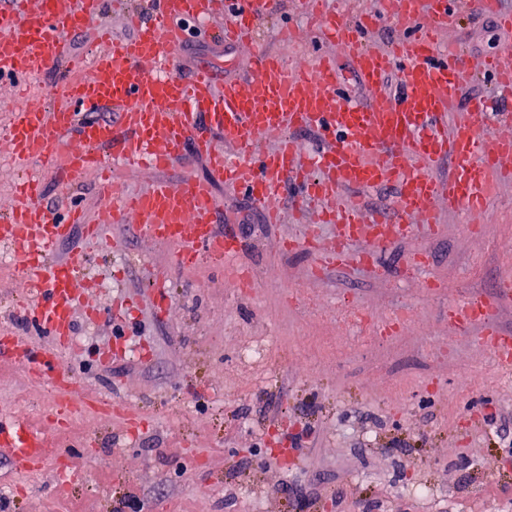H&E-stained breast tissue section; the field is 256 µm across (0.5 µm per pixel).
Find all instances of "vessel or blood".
Returning a JSON list of instances; mask_svg holds the SVG:
<instances>
[{
	"label": "vessel or blood",
	"instance_id": "vessel-or-blood-1",
	"mask_svg": "<svg viewBox=\"0 0 512 512\" xmlns=\"http://www.w3.org/2000/svg\"><path fill=\"white\" fill-rule=\"evenodd\" d=\"M267 2L133 0L126 13L131 35L112 41L107 52L92 53L83 75L69 59L64 37L82 32L87 18L101 15L102 0H74L64 13L54 0H42L36 11L29 0H0V82L18 92L51 68L68 73L56 104L24 102L16 108L6 134L10 153L23 164L35 160L77 176L95 173L106 201L91 221L70 200L45 205L38 183L24 178L23 203L0 216V241L18 257L24 283L37 294L28 306L30 317L58 350L68 347L72 332L74 272L51 258L74 225L101 238L111 225L133 219L144 237L178 247L182 264L205 258L223 266L227 277L239 272L235 242L213 230L211 182L188 176L175 186L159 180L131 193L110 176L113 167L162 170L193 147L271 223L280 220V198L292 180L312 197L395 184L391 211L373 212L349 201L313 216V223L336 226L339 265L367 225L428 228L441 213L466 215L488 206L497 184L512 181V125L493 121L490 113L494 101L512 97V70L499 58L484 60L490 94L475 99L466 118L452 121L460 86L471 71L461 49L440 41L470 3L511 29L512 13L501 11L500 0H398L397 17L408 29L387 49L365 44L366 35L388 18L385 6L352 21L325 10L322 0H308V11L352 61L372 96L366 105L342 96L332 61L315 69L304 61L291 65L259 47ZM190 23L213 28L216 41L244 52L251 61L249 76L220 82L211 68L200 67L192 78H183L178 52ZM392 72L403 94L399 101L378 91ZM202 118L220 130L223 145L199 134ZM300 127L317 128L326 148L305 153L290 135ZM271 133L278 134V142L263 149L262 140ZM443 162L447 177H433L429 166ZM487 346L500 369H512L511 335H496ZM0 357L20 362L37 377L52 376L65 399L80 394L73 376L51 373L55 358L46 351L23 354L4 340ZM0 453L24 468L42 462L48 443L25 420L14 418L0 421Z\"/></svg>",
	"mask_w": 512,
	"mask_h": 512
}]
</instances>
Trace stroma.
<instances>
[{"mask_svg": "<svg viewBox=\"0 0 512 512\" xmlns=\"http://www.w3.org/2000/svg\"><path fill=\"white\" fill-rule=\"evenodd\" d=\"M300 0H270L259 34L265 51L289 59L334 54L351 100L367 103L351 61L302 17ZM298 12L299 39L280 41L277 23ZM446 42L473 66L512 47L496 16L466 13ZM180 70L208 65L229 79L248 73L237 51L203 31L178 52ZM44 203L72 195L95 215V177L47 173L32 163ZM140 191L154 179L212 178L193 152L168 168H118ZM214 229L235 239L257 284L231 291L207 259L185 266L175 246L111 225L105 241L74 226L53 256L76 266L80 301L73 344L59 360L85 393L112 400L111 414L76 406L52 429L63 398L16 364L0 360V418L28 405L31 427L63 447L70 462L17 470L0 454V512H512V371L496 367L483 339L512 335V182L499 185L489 224L458 215L415 234L397 233L373 262L339 269L328 257L336 231L265 223L243 193L216 182ZM437 287L423 288L424 278ZM478 300L486 314L450 321L455 305ZM25 285L0 248V335L20 348L51 349L22 310ZM400 328L382 334L396 313ZM263 340L262 364L242 361ZM139 405L127 419L123 406ZM279 434L290 453L269 451ZM431 493L414 494L418 484Z\"/></svg>", "mask_w": 512, "mask_h": 512, "instance_id": "obj_1", "label": "stroma"}]
</instances>
